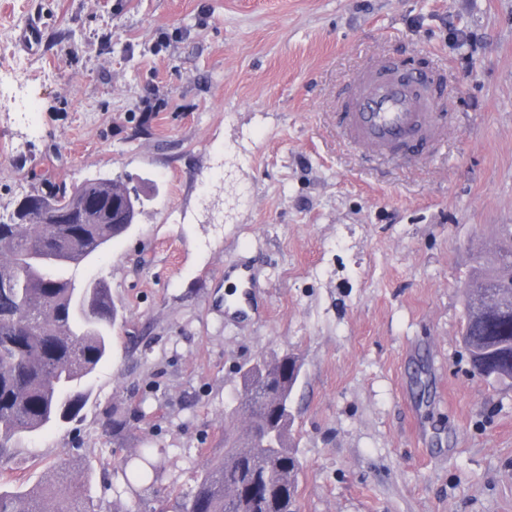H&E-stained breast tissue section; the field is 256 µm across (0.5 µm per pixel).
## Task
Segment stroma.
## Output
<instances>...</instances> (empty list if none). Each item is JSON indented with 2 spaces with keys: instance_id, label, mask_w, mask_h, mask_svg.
<instances>
[{
  "instance_id": "obj_1",
  "label": "stroma",
  "mask_w": 512,
  "mask_h": 512,
  "mask_svg": "<svg viewBox=\"0 0 512 512\" xmlns=\"http://www.w3.org/2000/svg\"><path fill=\"white\" fill-rule=\"evenodd\" d=\"M382 55L442 83L446 142L415 165L336 127ZM95 176L146 198L75 271L111 290L112 354L6 475L68 456L95 512H177L246 428L241 368L292 352L300 512H512V388L460 342L471 250L512 224V0H0V215ZM141 448L154 479L113 494Z\"/></svg>"
}]
</instances>
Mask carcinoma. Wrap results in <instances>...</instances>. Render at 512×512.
<instances>
[{
	"label": "carcinoma",
	"instance_id": "cac0c4a2",
	"mask_svg": "<svg viewBox=\"0 0 512 512\" xmlns=\"http://www.w3.org/2000/svg\"><path fill=\"white\" fill-rule=\"evenodd\" d=\"M40 197L91 211L85 224H21V212L0 221V457L12 459L34 435L71 423L86 406L90 380L112 350L117 307L110 289L88 285L65 268L123 235L138 215L139 197L110 177L62 185ZM496 259L473 255L464 281L465 321L461 343L474 372L512 383V225L495 243ZM244 378L237 414L250 428L232 440L196 481L184 512H299L301 464L291 443L292 415L285 401L301 372L299 357L286 353L262 360ZM275 418V448L258 451L255 421ZM139 463L124 470L130 484L150 479ZM73 460L61 458L52 474L31 486L0 482V512H94L88 487L68 479Z\"/></svg>",
	"mask_w": 512,
	"mask_h": 512
}]
</instances>
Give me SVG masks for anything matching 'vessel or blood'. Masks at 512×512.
I'll return each mask as SVG.
<instances>
[{"label": "vessel or blood", "instance_id": "1", "mask_svg": "<svg viewBox=\"0 0 512 512\" xmlns=\"http://www.w3.org/2000/svg\"><path fill=\"white\" fill-rule=\"evenodd\" d=\"M429 75L380 60L360 70L341 117L342 137L368 155L412 158L446 137Z\"/></svg>", "mask_w": 512, "mask_h": 512}]
</instances>
